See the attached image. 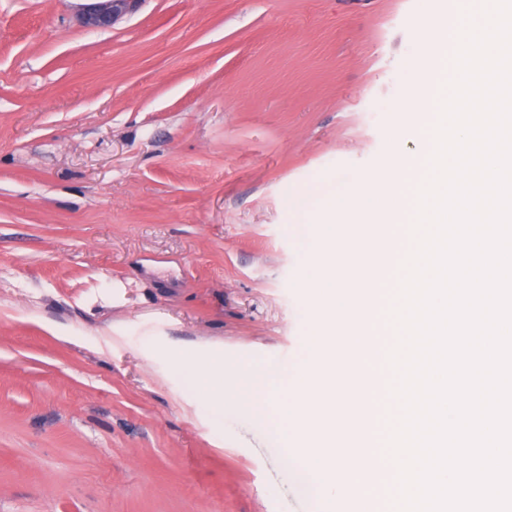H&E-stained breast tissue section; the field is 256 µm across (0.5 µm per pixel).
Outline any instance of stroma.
Wrapping results in <instances>:
<instances>
[{"instance_id":"stroma-1","label":"stroma","mask_w":512,"mask_h":512,"mask_svg":"<svg viewBox=\"0 0 512 512\" xmlns=\"http://www.w3.org/2000/svg\"><path fill=\"white\" fill-rule=\"evenodd\" d=\"M0 0V512H317L185 368L296 363L300 212L459 0ZM91 1L83 5L78 12V19L82 26L107 30L119 19L137 10L142 0H78Z\"/></svg>"}]
</instances>
